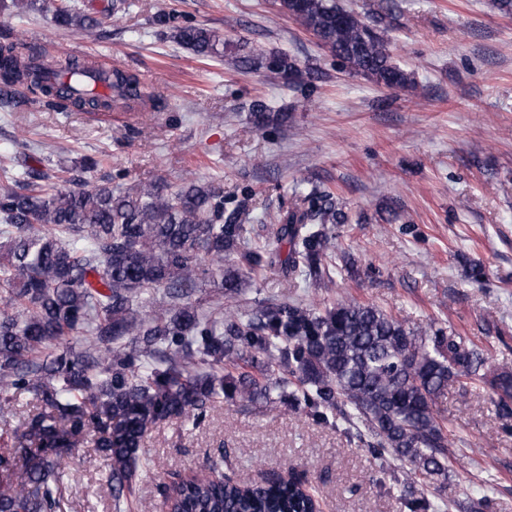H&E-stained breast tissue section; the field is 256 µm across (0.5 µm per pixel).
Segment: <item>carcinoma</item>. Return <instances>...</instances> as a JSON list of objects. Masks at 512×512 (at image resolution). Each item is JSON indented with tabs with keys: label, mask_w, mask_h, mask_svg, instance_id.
Returning a JSON list of instances; mask_svg holds the SVG:
<instances>
[{
	"label": "carcinoma",
	"mask_w": 512,
	"mask_h": 512,
	"mask_svg": "<svg viewBox=\"0 0 512 512\" xmlns=\"http://www.w3.org/2000/svg\"><path fill=\"white\" fill-rule=\"evenodd\" d=\"M351 71L389 89L413 75L398 65L387 36L338 0H280ZM125 11V0L98 15L56 8V26L91 34ZM156 24L197 57H224V34ZM238 66L277 78L300 68L275 51L237 56ZM84 78L108 95L81 90ZM49 110L132 111L151 97L140 80L91 60L56 59L19 35L0 36V95ZM257 127L280 123L261 99ZM44 158L24 155L0 185V418L17 397L40 404L0 452V512H62L64 461L88 436L109 462L116 512L128 502L143 461V442L158 424L192 427L213 402L281 404L318 423L342 426L377 460L391 457L414 473L448 475L455 441L435 401L450 386L468 393L489 384L499 417L512 419V374L488 376L471 338L430 323L413 329L380 307L346 300L311 308L295 300L249 302L246 289L266 270L319 288L333 284V258L345 254L335 226L347 220L331 192L312 187L276 225L274 238L249 240L253 209L245 198L227 210L220 185L184 182L173 191L151 183L115 192L110 185L44 184ZM209 280L231 306L200 309L191 294ZM165 301L148 311L153 294ZM129 341L119 344L124 338ZM172 512H316L303 481L242 486L229 477L180 478L163 486ZM410 512H439L425 494Z\"/></svg>",
	"instance_id": "cac0c4a2"
}]
</instances>
